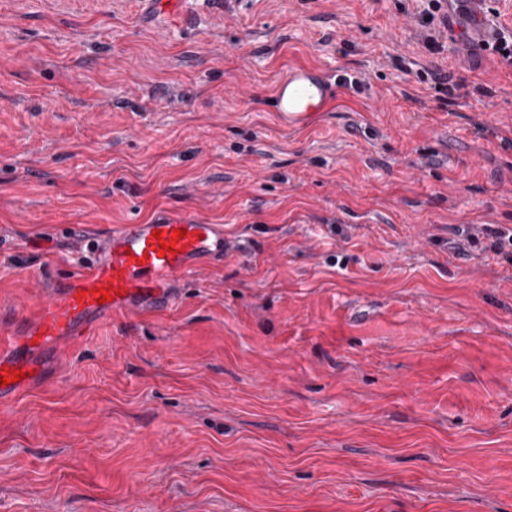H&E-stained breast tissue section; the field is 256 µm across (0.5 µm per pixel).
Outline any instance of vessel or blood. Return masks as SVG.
I'll use <instances>...</instances> for the list:
<instances>
[{
	"mask_svg": "<svg viewBox=\"0 0 512 512\" xmlns=\"http://www.w3.org/2000/svg\"><path fill=\"white\" fill-rule=\"evenodd\" d=\"M350 84L349 75L342 70L295 64L273 87L268 106L285 123L302 126L313 115L333 108ZM178 229L185 236L176 242L172 236ZM163 242L177 243L178 253L160 254ZM227 247L223 225L187 215L113 228L97 240L93 267L55 285L34 317L0 320L8 337H19L21 349L12 361L0 360V373L11 368L33 371L27 350L50 338L70 335L91 321L169 309L176 297L166 288V281L194 272L203 261L222 258ZM97 287L116 290L115 299L96 303L93 290Z\"/></svg>",
	"mask_w": 512,
	"mask_h": 512,
	"instance_id": "b4317fda",
	"label": "vessel or blood"
}]
</instances>
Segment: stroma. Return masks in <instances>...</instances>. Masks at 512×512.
<instances>
[{"label": "stroma", "instance_id": "35a3bbf8", "mask_svg": "<svg viewBox=\"0 0 512 512\" xmlns=\"http://www.w3.org/2000/svg\"><path fill=\"white\" fill-rule=\"evenodd\" d=\"M421 32L399 0H0V314L84 270L78 224L229 243L38 355L0 512H512V263L450 247L512 227V65ZM297 62L372 92L284 126Z\"/></svg>", "mask_w": 512, "mask_h": 512}]
</instances>
